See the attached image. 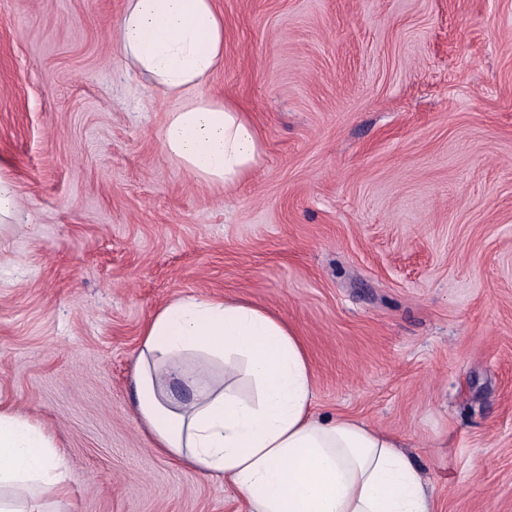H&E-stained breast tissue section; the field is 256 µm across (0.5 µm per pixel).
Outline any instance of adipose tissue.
I'll return each mask as SVG.
<instances>
[{
    "instance_id": "adipose-tissue-1",
    "label": "adipose tissue",
    "mask_w": 512,
    "mask_h": 512,
    "mask_svg": "<svg viewBox=\"0 0 512 512\" xmlns=\"http://www.w3.org/2000/svg\"><path fill=\"white\" fill-rule=\"evenodd\" d=\"M116 43L164 96L165 155L197 181L233 187L261 162L246 113L202 95L224 64L216 0H124ZM183 383L190 399L172 386ZM134 410L154 450L199 476L223 477L249 512H432L419 468L392 434L315 416L313 375L295 332L240 298L170 300L142 332ZM73 476L53 438L0 403V512H48Z\"/></svg>"
}]
</instances>
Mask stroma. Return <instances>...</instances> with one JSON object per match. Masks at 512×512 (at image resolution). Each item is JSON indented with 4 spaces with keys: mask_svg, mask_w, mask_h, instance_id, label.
<instances>
[{
    "mask_svg": "<svg viewBox=\"0 0 512 512\" xmlns=\"http://www.w3.org/2000/svg\"><path fill=\"white\" fill-rule=\"evenodd\" d=\"M201 91L265 153L230 189L169 160L174 102L123 0H0V401L67 456L64 512H246L150 447L141 333L187 295L303 342L313 411L400 437L434 512H512V0H221ZM18 207V197L15 183L11 176L0 166V231L7 229L12 223Z\"/></svg>",
    "mask_w": 512,
    "mask_h": 512,
    "instance_id": "1",
    "label": "stroma"
}]
</instances>
